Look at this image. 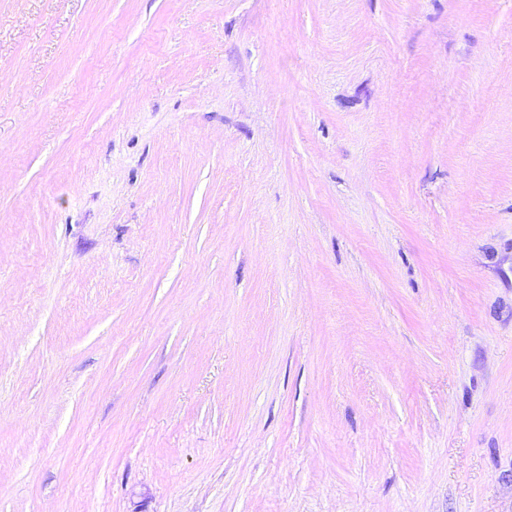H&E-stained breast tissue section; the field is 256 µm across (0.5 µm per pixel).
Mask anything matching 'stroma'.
<instances>
[{
    "mask_svg": "<svg viewBox=\"0 0 512 512\" xmlns=\"http://www.w3.org/2000/svg\"><path fill=\"white\" fill-rule=\"evenodd\" d=\"M0 512H512V0H0Z\"/></svg>",
    "mask_w": 512,
    "mask_h": 512,
    "instance_id": "35a3bbf8",
    "label": "stroma"
}]
</instances>
